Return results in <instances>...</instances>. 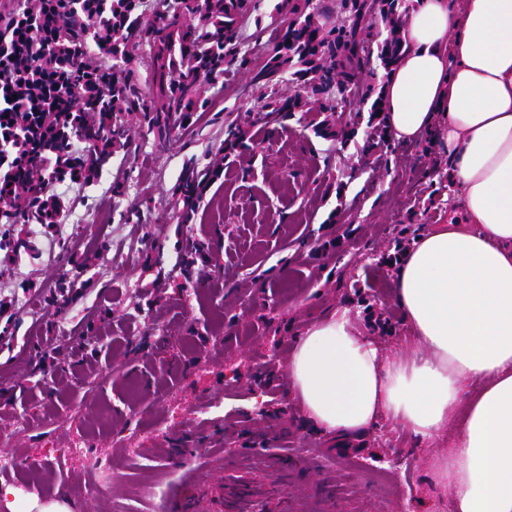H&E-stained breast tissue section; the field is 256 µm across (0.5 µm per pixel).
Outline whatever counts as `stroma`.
Returning <instances> with one entry per match:
<instances>
[{"mask_svg": "<svg viewBox=\"0 0 512 512\" xmlns=\"http://www.w3.org/2000/svg\"><path fill=\"white\" fill-rule=\"evenodd\" d=\"M240 54L189 126L120 117V145L93 185L76 191L73 237L0 244V293L17 331L0 333V512H156L186 478L223 483L244 448L302 461L288 488L296 512H406L426 501L451 512L449 489L428 478L450 432L421 439L381 417L343 440L314 429L290 390L288 360L307 328L349 310L391 316L377 335L388 356L414 339L395 299L397 274L366 275L395 239H416L458 215L459 180L437 127L417 140L373 135L371 95L386 75L388 25L368 8L351 29L350 90L317 96L291 71L267 76L284 21L277 0H249ZM301 96L306 112L262 111L260 95ZM347 131L326 134L325 120ZM252 135L229 155L230 128ZM223 159L224 175L193 212L176 199L186 178ZM89 279L62 312L26 281ZM85 456L33 474L54 448ZM87 493L69 492L74 480Z\"/></svg>", "mask_w": 512, "mask_h": 512, "instance_id": "obj_1", "label": "stroma"}]
</instances>
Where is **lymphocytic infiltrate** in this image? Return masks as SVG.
<instances>
[{
	"instance_id": "1",
	"label": "lymphocytic infiltrate",
	"mask_w": 512,
	"mask_h": 512,
	"mask_svg": "<svg viewBox=\"0 0 512 512\" xmlns=\"http://www.w3.org/2000/svg\"><path fill=\"white\" fill-rule=\"evenodd\" d=\"M113 0H13L0 8V224L59 232L64 197L112 146ZM93 141L101 153L85 151Z\"/></svg>"
}]
</instances>
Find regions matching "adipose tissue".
Segmentation results:
<instances>
[{
    "label": "adipose tissue",
    "mask_w": 512,
    "mask_h": 512,
    "mask_svg": "<svg viewBox=\"0 0 512 512\" xmlns=\"http://www.w3.org/2000/svg\"><path fill=\"white\" fill-rule=\"evenodd\" d=\"M401 33L382 86L390 128L410 141L439 124L462 198L398 272L419 350L387 357L337 311L298 338L289 382L328 434L361 435L384 415L423 439L454 427L430 466L452 512H512V0H418Z\"/></svg>",
    "instance_id": "ef3b65f1"
}]
</instances>
